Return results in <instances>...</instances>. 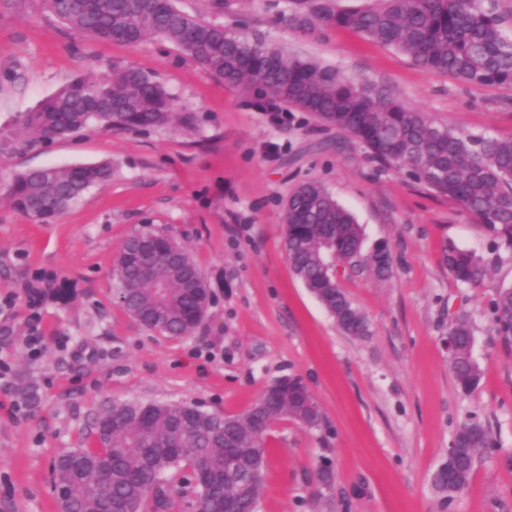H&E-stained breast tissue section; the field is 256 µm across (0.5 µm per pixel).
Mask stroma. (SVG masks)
<instances>
[{
	"label": "stroma",
	"instance_id": "stroma-1",
	"mask_svg": "<svg viewBox=\"0 0 512 512\" xmlns=\"http://www.w3.org/2000/svg\"><path fill=\"white\" fill-rule=\"evenodd\" d=\"M191 15L263 38L397 95L449 127L512 136V85L469 86L426 72L350 31L307 35L288 26L285 0H177ZM151 72L183 121L147 134L99 126L78 137L19 148L17 117L75 77L113 65ZM110 161L111 178L49 224L17 211L2 190L16 173ZM315 179L362 225L366 246L387 243L380 280L341 268L340 288L370 322L343 333L294 273L283 248V202ZM163 229L185 245L214 302L191 336L150 332L113 298L110 269L131 234ZM480 258L483 283L464 288L442 260L446 243ZM40 270L70 289L47 299L43 343L30 353L26 286ZM512 285V252L458 205L373 162L352 135L295 109L252 106L174 45L86 42L43 0H0V512H56L55 460L80 448L92 414L112 401L249 409L279 378L298 375L324 422L274 424L259 512H512V347L494 336L491 302ZM468 318L483 371L458 392L443 344ZM37 390L29 403L28 387ZM488 426L493 451L469 487L443 502L431 477L463 422ZM331 472L320 485L321 466Z\"/></svg>",
	"mask_w": 512,
	"mask_h": 512
}]
</instances>
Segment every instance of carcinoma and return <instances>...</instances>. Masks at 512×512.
<instances>
[{"label":"carcinoma","instance_id":"1","mask_svg":"<svg viewBox=\"0 0 512 512\" xmlns=\"http://www.w3.org/2000/svg\"><path fill=\"white\" fill-rule=\"evenodd\" d=\"M47 11L81 39L137 44L158 37L174 44L208 74L239 86L255 107L280 103L319 123L356 137L371 159L406 173L422 187L460 205L512 249V138L458 132L410 109L383 87L354 82L313 58L290 54L221 24L192 16L176 0H44ZM288 22L307 33L341 28L407 55L415 65L477 86L512 85V39L504 35L493 0H288ZM179 117L174 97L147 71L115 66L97 81L73 80L18 124L22 144L49 143L90 123L118 131L165 126ZM112 176V164L31 169L8 188L13 206L46 224L89 188ZM284 245L295 273L336 325L350 336L369 333L366 316L338 287L336 262L388 276L387 246L363 249L355 217L317 181L294 188L285 204ZM153 276H139L143 258ZM444 261L456 282L470 286L487 269L470 252L449 244ZM111 277L122 309L143 327L170 337L192 334L208 284L191 253L163 231L136 232L113 260ZM495 335L512 344V286L492 303ZM454 347L450 368L458 390L473 392L482 378L469 322L448 327ZM114 401L91 419L85 446L61 454L54 482L62 490L60 512H166L172 507L167 475L202 467L206 480L193 486L205 512H258L263 488L265 436L259 424L294 419L308 428L323 414L298 376L275 381L239 414L196 411L183 404ZM455 448L432 474L447 500L464 491L483 450L493 444L479 421L461 424Z\"/></svg>","mask_w":512,"mask_h":512}]
</instances>
